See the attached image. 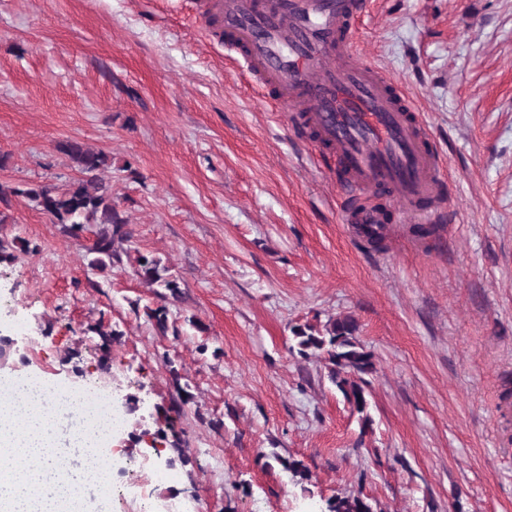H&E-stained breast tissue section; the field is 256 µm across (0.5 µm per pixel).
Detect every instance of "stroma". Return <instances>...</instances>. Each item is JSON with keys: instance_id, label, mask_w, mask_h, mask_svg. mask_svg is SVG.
I'll return each mask as SVG.
<instances>
[{"instance_id": "1", "label": "stroma", "mask_w": 512, "mask_h": 512, "mask_svg": "<svg viewBox=\"0 0 512 512\" xmlns=\"http://www.w3.org/2000/svg\"><path fill=\"white\" fill-rule=\"evenodd\" d=\"M198 2L0 0V184L14 189L0 238L31 246L0 262L5 376L70 391L99 375L137 397L109 464L167 473L144 512L167 497L321 512L350 495L374 512H512V0H372L355 59L418 113L446 199L424 239L418 216L391 208L381 251L344 224L335 169L199 26ZM64 140L111 156L124 248L160 258L180 299L129 256L91 268V233L66 235L23 196L78 177ZM160 306L164 334L148 316ZM339 316L373 355L366 430L326 361L291 349L292 326ZM174 368L194 395L178 413ZM169 427L190 467L145 443ZM276 454L304 462L309 491Z\"/></svg>"}]
</instances>
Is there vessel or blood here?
I'll return each mask as SVG.
<instances>
[{"label": "vessel or blood", "instance_id": "obj_1", "mask_svg": "<svg viewBox=\"0 0 512 512\" xmlns=\"http://www.w3.org/2000/svg\"><path fill=\"white\" fill-rule=\"evenodd\" d=\"M204 21L238 49L257 83L287 112L291 130L326 149L354 197L384 190L416 209L438 196L439 155L401 93L354 61L368 0H203ZM360 240L385 234L386 217L359 204L344 213Z\"/></svg>", "mask_w": 512, "mask_h": 512}]
</instances>
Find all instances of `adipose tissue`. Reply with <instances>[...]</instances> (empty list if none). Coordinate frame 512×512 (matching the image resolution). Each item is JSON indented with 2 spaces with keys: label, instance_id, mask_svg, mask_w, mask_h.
<instances>
[{
  "label": "adipose tissue",
  "instance_id": "adipose-tissue-1",
  "mask_svg": "<svg viewBox=\"0 0 512 512\" xmlns=\"http://www.w3.org/2000/svg\"><path fill=\"white\" fill-rule=\"evenodd\" d=\"M73 407L34 386L0 402V512H77L100 487L112 451Z\"/></svg>",
  "mask_w": 512,
  "mask_h": 512
}]
</instances>
